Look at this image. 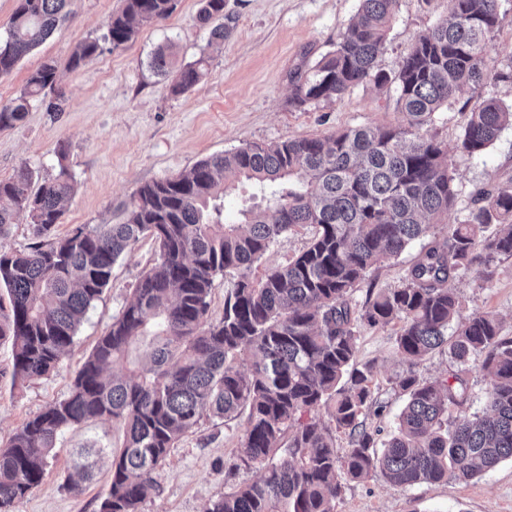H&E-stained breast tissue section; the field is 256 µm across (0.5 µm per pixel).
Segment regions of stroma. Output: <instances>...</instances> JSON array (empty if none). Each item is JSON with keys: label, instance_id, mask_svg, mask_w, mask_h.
Listing matches in <instances>:
<instances>
[{"label": "stroma", "instance_id": "1", "mask_svg": "<svg viewBox=\"0 0 512 512\" xmlns=\"http://www.w3.org/2000/svg\"><path fill=\"white\" fill-rule=\"evenodd\" d=\"M232 33L223 48L209 45L210 27L198 20L199 0H179L167 19L140 28L121 48L104 45L87 65L74 69L70 58L83 41L102 37L108 18L122 0H71L69 17L38 48L0 78V108L20 95L29 75L44 62L57 66L55 94L64 100L60 112L46 111L33 102L26 117L0 128V179L20 170L31 175L32 187L67 170L75 192L64 206L54 237L61 238L83 224H120L138 188L177 176L198 160L245 143L269 145L287 139L323 137L365 125H398L402 114L395 85H360L331 101L302 107L292 105L291 76L312 66L335 49L355 17L359 0H224ZM448 14V0H399L377 66L396 74L413 38ZM173 45L179 60L206 58L198 84L174 94L169 80L148 66L161 47ZM487 59L500 69L512 63V0H501L499 23L490 38ZM462 94L442 110L432 135L452 150L458 197L445 223L434 225L430 237L443 238L448 225L463 220L471 193L512 178V128L505 129L482 157L455 151L463 122L461 109L469 102ZM421 249L413 244L401 255L372 268L354 291L363 302L369 289L401 285ZM153 240L140 239L122 256L101 297L90 309L71 351L57 371L39 380L12 377L10 341L0 342V441L28 419L66 398L70 384L96 339L124 307L140 274L154 262ZM464 313L491 311L500 320V334L512 338V258L492 267L462 271L454 282ZM397 325L359 330L357 364L373 368L372 393L382 414L367 422L384 433L396 427L406 404L392 385L409 373L427 381L447 377L452 360L439 348L421 360L407 361L398 351ZM118 423L95 422L64 431L59 453L31 495L14 505V512H98L110 472L108 456L120 447ZM243 418H203L172 448L155 471L158 489L140 512H203L212 500L237 486L256 481L259 465H242ZM97 453L92 480L72 491L77 451ZM336 512H512V460L500 462L466 482L420 483L401 486L382 478L348 479L336 500Z\"/></svg>", "mask_w": 512, "mask_h": 512}]
</instances>
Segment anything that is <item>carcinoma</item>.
I'll return each mask as SVG.
<instances>
[{"mask_svg": "<svg viewBox=\"0 0 512 512\" xmlns=\"http://www.w3.org/2000/svg\"><path fill=\"white\" fill-rule=\"evenodd\" d=\"M67 2L19 0L0 44V77L51 35ZM398 2L360 0L336 49L292 76L298 106L359 85L394 84L403 114L396 126L243 144L141 186L124 223L81 225L56 240L50 236L74 192L71 176L63 170L35 192L27 172L0 180V235L26 211L38 238L22 251L0 250V341H11L15 379H40L56 369L119 258L143 236L157 245L153 265L84 358L68 396L0 448V512H13L42 483L62 431L98 420L115 421L124 433L110 453V484L98 512H140L157 489L156 469L204 417L246 415L244 461L262 468L258 480L204 512H335L347 477L378 475L404 486L464 482L512 459V339L500 336L491 312L462 315L452 287L461 270L512 257V179L475 189L474 208L448 226L446 238L423 247L400 287L371 291L352 306L354 288L373 267L400 255L455 205L451 156L430 134L437 114L465 90L478 99L456 145L470 157L512 126V105L483 96L491 83L512 82V70L491 68L485 58L501 0H448V18L415 36L391 77L376 60ZM177 3L124 0L104 40L124 46L140 26L169 18ZM198 19L218 21L212 42L229 37L224 0H201ZM101 50L96 39L82 42L71 67L90 63ZM205 63L179 66L167 45L150 67L161 77L176 74L172 90L181 93L200 81ZM55 81L51 62L31 73L13 104L0 108V128L21 121L30 100ZM246 184L261 196L239 223H224V196ZM307 225L315 234L302 252L254 276L280 238ZM226 270L238 279L224 300V317L209 324L214 279ZM394 321L401 322L397 349L408 361L446 343L454 369L443 381L413 374L397 380L407 403L397 433L378 452L381 429L366 423V411H383L369 387L372 368L352 364L358 329ZM145 338L149 347L136 369L107 374L129 364L131 346ZM476 361L490 379L486 407L444 430L448 405L467 401L463 374ZM321 408L348 432L343 456L316 416Z\"/></svg>", "mask_w": 512, "mask_h": 512, "instance_id": "obj_1", "label": "carcinoma"}]
</instances>
